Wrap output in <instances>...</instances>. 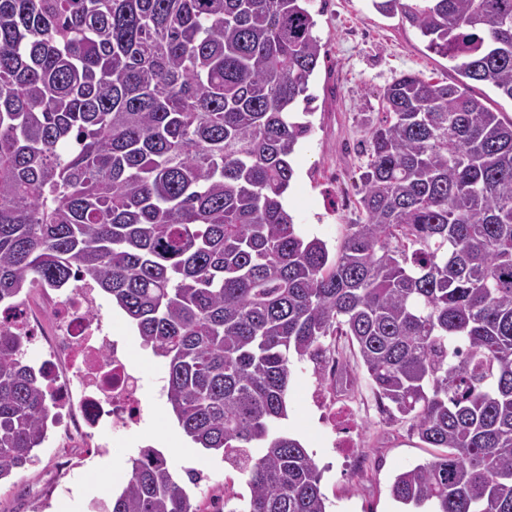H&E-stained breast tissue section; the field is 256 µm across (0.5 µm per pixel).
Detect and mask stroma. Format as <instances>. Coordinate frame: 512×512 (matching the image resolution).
<instances>
[{"instance_id":"1","label":"stroma","mask_w":512,"mask_h":512,"mask_svg":"<svg viewBox=\"0 0 512 512\" xmlns=\"http://www.w3.org/2000/svg\"><path fill=\"white\" fill-rule=\"evenodd\" d=\"M314 33L324 55L310 82L316 97L308 119L309 136L292 157L294 177L286 206L300 232L336 249L348 225L358 223L359 188L366 162V137L361 115L376 111L381 90L403 73L435 82L459 79L450 62L430 51L419 32L374 9L372 0H312ZM112 319L114 335L124 337L143 372L144 407L140 425L128 437L101 448L77 449L78 465L64 471L58 459L57 427H49L32 465L0 484V512H103L104 504L125 484L128 460L139 449L160 450L173 474L185 486L192 504L208 508L231 492L245 498L244 478L218 453H203L185 433L171 434L176 417L156 386L165 384L162 358L143 348L136 328L110 299H102ZM326 352L342 357L356 378L353 392L342 402L349 419L337 425L321 423L312 401L320 377L311 361L292 360L287 415L280 431L298 439L321 471V491L328 512H402L390 495L400 472L433 458L413 435L407 422L389 418L359 367L347 338L329 336ZM198 482H190L189 471Z\"/></svg>"}]
</instances>
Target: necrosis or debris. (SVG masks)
Segmentation results:
<instances>
[{
  "mask_svg": "<svg viewBox=\"0 0 512 512\" xmlns=\"http://www.w3.org/2000/svg\"><path fill=\"white\" fill-rule=\"evenodd\" d=\"M0 326L44 338L48 352L39 364L53 390L66 446L88 448L106 431L140 422V369L126 342L113 336L91 284L78 279L22 300L0 314Z\"/></svg>",
  "mask_w": 512,
  "mask_h": 512,
  "instance_id": "1",
  "label": "necrosis or debris"
}]
</instances>
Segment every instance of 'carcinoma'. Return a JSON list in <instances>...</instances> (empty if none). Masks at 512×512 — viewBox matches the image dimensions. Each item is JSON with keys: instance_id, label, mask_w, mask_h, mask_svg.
Here are the masks:
<instances>
[{"instance_id": "carcinoma-1", "label": "carcinoma", "mask_w": 512, "mask_h": 512, "mask_svg": "<svg viewBox=\"0 0 512 512\" xmlns=\"http://www.w3.org/2000/svg\"><path fill=\"white\" fill-rule=\"evenodd\" d=\"M310 0H0V306L81 275L164 359L187 436L242 506L327 512L277 430L290 355L356 346L382 412L434 459L411 512H512V120L402 74L363 113L362 221L335 251L282 204L312 129ZM512 100V0H372ZM0 329V482L34 462L52 396ZM111 512H204L152 449Z\"/></svg>"}]
</instances>
